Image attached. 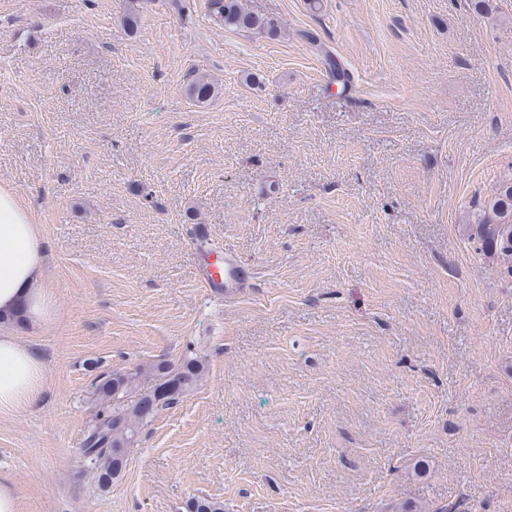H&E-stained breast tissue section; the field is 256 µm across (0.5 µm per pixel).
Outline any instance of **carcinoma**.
Instances as JSON below:
<instances>
[{
    "instance_id": "carcinoma-1",
    "label": "carcinoma",
    "mask_w": 512,
    "mask_h": 512,
    "mask_svg": "<svg viewBox=\"0 0 512 512\" xmlns=\"http://www.w3.org/2000/svg\"><path fill=\"white\" fill-rule=\"evenodd\" d=\"M208 16L229 29L267 31L274 24L247 11L240 0H206ZM197 103H205L217 94L216 84L205 75L194 77L188 87ZM474 237L483 251L493 254L512 272V181L499 185L496 192L480 205ZM204 361L184 356L174 363L158 359L129 371L98 374L91 385L94 418L82 441L83 456L95 471L99 487H112L126 461L128 449L149 422L162 410L177 404L193 390L204 374ZM187 512H224V503L193 497Z\"/></svg>"
}]
</instances>
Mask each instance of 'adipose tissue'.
<instances>
[{"label": "adipose tissue", "mask_w": 512, "mask_h": 512, "mask_svg": "<svg viewBox=\"0 0 512 512\" xmlns=\"http://www.w3.org/2000/svg\"><path fill=\"white\" fill-rule=\"evenodd\" d=\"M44 241L31 211L7 188H0V321L13 315L41 325L52 293L45 283ZM43 394L39 353L10 330L0 331V414L37 405Z\"/></svg>", "instance_id": "adipose-tissue-1"}]
</instances>
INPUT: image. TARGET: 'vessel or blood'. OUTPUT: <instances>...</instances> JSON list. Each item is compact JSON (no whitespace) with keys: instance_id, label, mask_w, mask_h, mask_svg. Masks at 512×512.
Returning a JSON list of instances; mask_svg holds the SVG:
<instances>
[{"instance_id":"obj_1","label":"vessel or blood","mask_w":512,"mask_h":512,"mask_svg":"<svg viewBox=\"0 0 512 512\" xmlns=\"http://www.w3.org/2000/svg\"><path fill=\"white\" fill-rule=\"evenodd\" d=\"M190 243L196 253L205 258L199 266L198 281L208 292L232 297L245 294L254 287L253 268L232 252L214 250L206 225L191 227Z\"/></svg>"}]
</instances>
